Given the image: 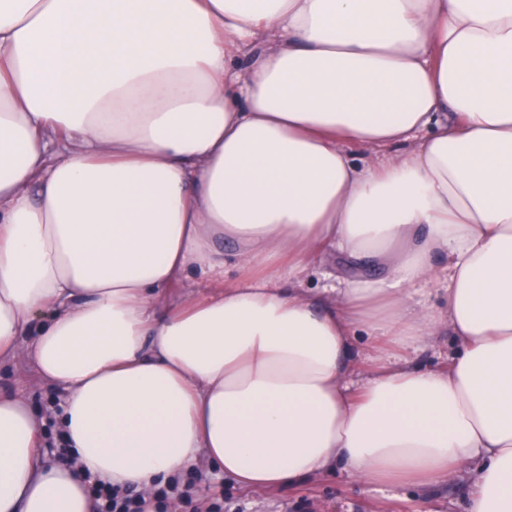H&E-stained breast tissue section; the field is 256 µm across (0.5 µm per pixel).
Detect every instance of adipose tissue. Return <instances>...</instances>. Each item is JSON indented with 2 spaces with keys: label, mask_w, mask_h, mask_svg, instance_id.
I'll use <instances>...</instances> for the list:
<instances>
[{
  "label": "adipose tissue",
  "mask_w": 512,
  "mask_h": 512,
  "mask_svg": "<svg viewBox=\"0 0 512 512\" xmlns=\"http://www.w3.org/2000/svg\"><path fill=\"white\" fill-rule=\"evenodd\" d=\"M21 350L77 464L0 393V512H93L88 473L154 512L202 453L245 490L471 471L512 512V0H0Z\"/></svg>",
  "instance_id": "1"
}]
</instances>
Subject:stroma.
Instances as JSON below:
<instances>
[{"mask_svg":"<svg viewBox=\"0 0 512 512\" xmlns=\"http://www.w3.org/2000/svg\"><path fill=\"white\" fill-rule=\"evenodd\" d=\"M0 390L26 399L45 438L56 435L55 404L62 394L41 382L25 354L0 366ZM180 480L194 482V492L169 498L164 512H212L217 505L223 512H468L474 476L414 488L370 485L334 470L291 487L247 493L202 461Z\"/></svg>","mask_w":512,"mask_h":512,"instance_id":"35a3bbf8","label":"stroma"}]
</instances>
